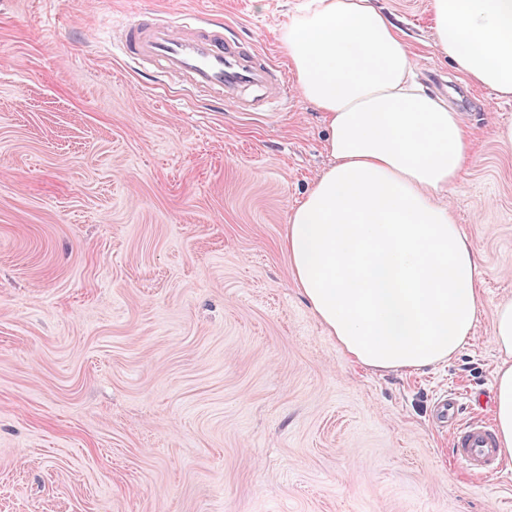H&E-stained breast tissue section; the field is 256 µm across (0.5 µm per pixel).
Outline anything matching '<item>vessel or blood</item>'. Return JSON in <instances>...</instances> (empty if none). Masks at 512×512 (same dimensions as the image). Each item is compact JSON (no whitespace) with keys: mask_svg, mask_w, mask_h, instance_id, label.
Instances as JSON below:
<instances>
[{"mask_svg":"<svg viewBox=\"0 0 512 512\" xmlns=\"http://www.w3.org/2000/svg\"><path fill=\"white\" fill-rule=\"evenodd\" d=\"M122 53L131 59L177 72L199 89L235 94L248 87H265L275 72L255 48L225 39L207 20L179 27L159 15H149L123 28ZM438 417L450 432L455 462L468 474L491 477L499 471L500 452L489 421L459 419V401L447 395L438 401Z\"/></svg>","mask_w":512,"mask_h":512,"instance_id":"1","label":"vessel or blood"}]
</instances>
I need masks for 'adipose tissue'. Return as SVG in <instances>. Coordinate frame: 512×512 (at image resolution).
Wrapping results in <instances>:
<instances>
[{"mask_svg":"<svg viewBox=\"0 0 512 512\" xmlns=\"http://www.w3.org/2000/svg\"><path fill=\"white\" fill-rule=\"evenodd\" d=\"M436 44L472 83L512 97V0H432ZM295 84L334 160L288 218L282 248L328 335L376 372L448 361L471 340L478 253L441 197L469 155L461 115L411 78L375 0H312L283 31ZM494 416L512 459V300L495 307Z\"/></svg>","mask_w":512,"mask_h":512,"instance_id":"ef3b65f1","label":"adipose tissue"}]
</instances>
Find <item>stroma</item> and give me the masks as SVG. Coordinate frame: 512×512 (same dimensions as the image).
<instances>
[{
  "instance_id": "obj_1",
  "label": "stroma",
  "mask_w": 512,
  "mask_h": 512,
  "mask_svg": "<svg viewBox=\"0 0 512 512\" xmlns=\"http://www.w3.org/2000/svg\"><path fill=\"white\" fill-rule=\"evenodd\" d=\"M308 0H0V512H512L436 403L492 418L495 304L512 299V99L435 41L431 0H377L474 152L447 197L478 246L476 332L380 374L300 296L280 248L330 166L296 86L247 109L123 56L146 12L202 16L290 77Z\"/></svg>"
}]
</instances>
